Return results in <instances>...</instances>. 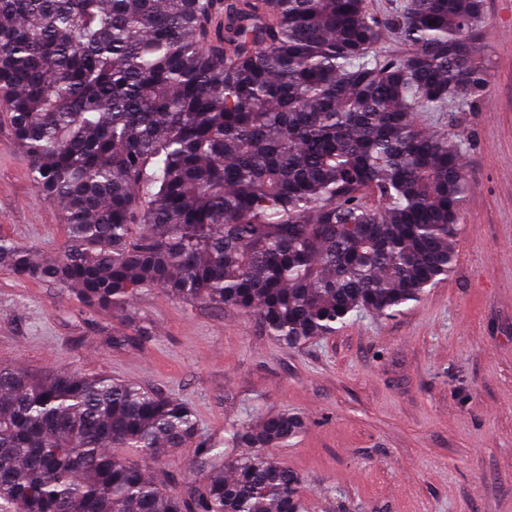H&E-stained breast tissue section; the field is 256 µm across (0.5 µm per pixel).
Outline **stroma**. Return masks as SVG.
I'll list each match as a JSON object with an SVG mask.
<instances>
[{
    "label": "stroma",
    "mask_w": 512,
    "mask_h": 512,
    "mask_svg": "<svg viewBox=\"0 0 512 512\" xmlns=\"http://www.w3.org/2000/svg\"><path fill=\"white\" fill-rule=\"evenodd\" d=\"M511 27L512 0H484L485 96L415 115L458 140L471 187L454 268L418 300L291 348L253 318L156 288L122 324L0 269V361L176 397L215 441L248 413H300L304 431L275 454L301 477L304 512H512ZM0 236L48 257L66 239L1 101ZM124 335L132 344L113 346Z\"/></svg>",
    "instance_id": "stroma-1"
}]
</instances>
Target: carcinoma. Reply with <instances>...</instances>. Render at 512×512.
I'll return each mask as SVG.
<instances>
[{
	"label": "carcinoma",
	"instance_id": "carcinoma-1",
	"mask_svg": "<svg viewBox=\"0 0 512 512\" xmlns=\"http://www.w3.org/2000/svg\"><path fill=\"white\" fill-rule=\"evenodd\" d=\"M483 0H0V98L57 258L0 236V266L121 321L158 287L254 317L292 347L390 315L456 261L470 183L417 112L480 99ZM409 46L374 58L385 32ZM305 428L243 419L246 453L200 439L186 403L107 374L0 361V512H300L272 448ZM197 441L182 493L146 473Z\"/></svg>",
	"mask_w": 512,
	"mask_h": 512
}]
</instances>
